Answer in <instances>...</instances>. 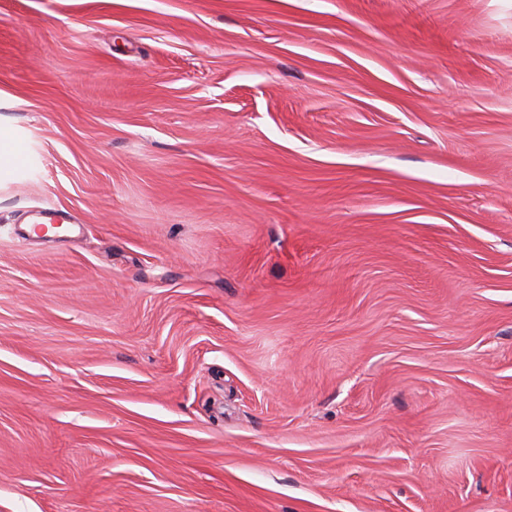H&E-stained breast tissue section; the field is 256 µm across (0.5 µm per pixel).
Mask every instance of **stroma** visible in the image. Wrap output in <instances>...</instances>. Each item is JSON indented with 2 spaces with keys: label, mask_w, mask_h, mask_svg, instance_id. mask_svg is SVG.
<instances>
[{
  "label": "stroma",
  "mask_w": 512,
  "mask_h": 512,
  "mask_svg": "<svg viewBox=\"0 0 512 512\" xmlns=\"http://www.w3.org/2000/svg\"><path fill=\"white\" fill-rule=\"evenodd\" d=\"M0 155V512H512V0H0Z\"/></svg>",
  "instance_id": "35a3bbf8"
}]
</instances>
